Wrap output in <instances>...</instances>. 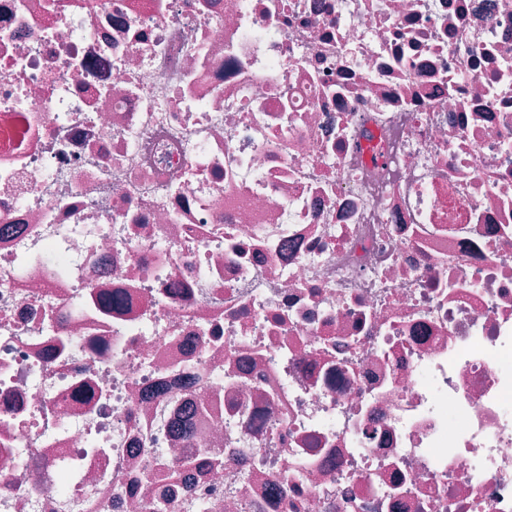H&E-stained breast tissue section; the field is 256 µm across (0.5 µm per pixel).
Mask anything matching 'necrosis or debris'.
Here are the masks:
<instances>
[{
	"label": "necrosis or debris",
	"instance_id": "1",
	"mask_svg": "<svg viewBox=\"0 0 512 512\" xmlns=\"http://www.w3.org/2000/svg\"><path fill=\"white\" fill-rule=\"evenodd\" d=\"M512 512V0H0V512Z\"/></svg>",
	"mask_w": 512,
	"mask_h": 512
}]
</instances>
